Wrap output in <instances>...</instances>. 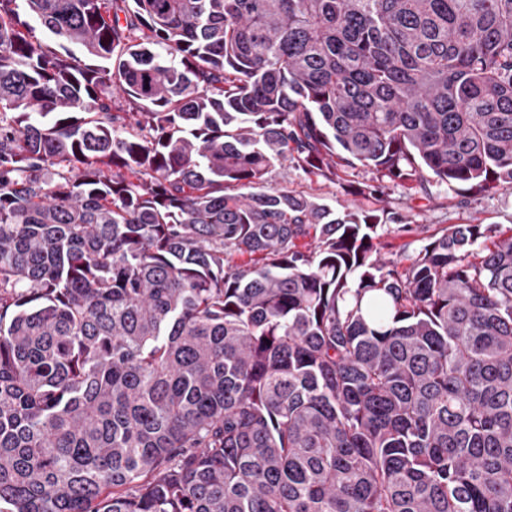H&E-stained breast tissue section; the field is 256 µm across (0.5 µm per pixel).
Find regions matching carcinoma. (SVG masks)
I'll return each instance as SVG.
<instances>
[{
  "label": "carcinoma",
  "instance_id": "obj_1",
  "mask_svg": "<svg viewBox=\"0 0 512 512\" xmlns=\"http://www.w3.org/2000/svg\"><path fill=\"white\" fill-rule=\"evenodd\" d=\"M386 178L512 189V0H0V512H512V234ZM269 181L273 186L286 187L290 191L304 194H314L322 197L327 203L342 209L349 205L351 196L346 195L343 182L322 177H314L305 174L302 170L294 168L293 164L283 162L282 166H276L269 175ZM424 236L425 234L419 233H414L410 237L398 236L393 233L384 235L383 240L387 244L385 252L388 253L386 254V257L396 259L399 258L404 249L406 252H411L413 249H419L424 244V241L421 240ZM406 244L409 245L405 246Z\"/></svg>",
  "mask_w": 512,
  "mask_h": 512
}]
</instances>
